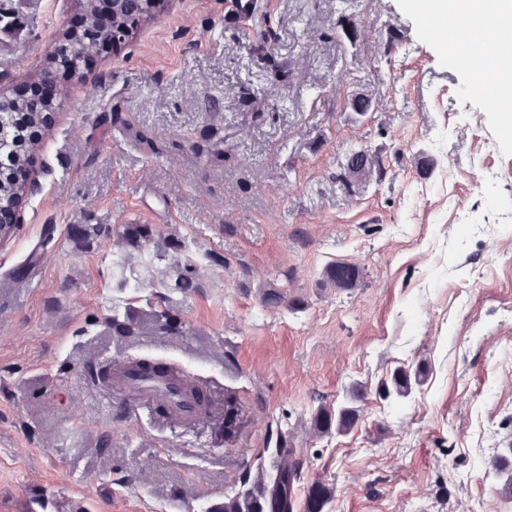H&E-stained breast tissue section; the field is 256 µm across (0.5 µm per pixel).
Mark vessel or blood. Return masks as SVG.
I'll use <instances>...</instances> for the list:
<instances>
[{
    "label": "vessel or blood",
    "mask_w": 512,
    "mask_h": 512,
    "mask_svg": "<svg viewBox=\"0 0 512 512\" xmlns=\"http://www.w3.org/2000/svg\"><path fill=\"white\" fill-rule=\"evenodd\" d=\"M113 382L122 392L130 394L134 402L163 404L172 418L183 424H193L201 417L193 382L178 373H146L135 360L126 359L115 363Z\"/></svg>",
    "instance_id": "1"
}]
</instances>
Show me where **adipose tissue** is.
Masks as SVG:
<instances>
[{
  "label": "adipose tissue",
  "mask_w": 512,
  "mask_h": 512,
  "mask_svg": "<svg viewBox=\"0 0 512 512\" xmlns=\"http://www.w3.org/2000/svg\"><path fill=\"white\" fill-rule=\"evenodd\" d=\"M426 19L444 27L461 18H478L486 26L478 47L490 62L498 100H512V61L503 60L498 50L512 45V0H425Z\"/></svg>",
  "instance_id": "adipose-tissue-1"
}]
</instances>
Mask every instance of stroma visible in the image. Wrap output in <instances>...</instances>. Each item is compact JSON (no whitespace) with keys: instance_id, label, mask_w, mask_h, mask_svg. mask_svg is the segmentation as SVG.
Wrapping results in <instances>:
<instances>
[{"instance_id":"1","label":"stroma","mask_w":512,"mask_h":512,"mask_svg":"<svg viewBox=\"0 0 512 512\" xmlns=\"http://www.w3.org/2000/svg\"><path fill=\"white\" fill-rule=\"evenodd\" d=\"M257 2L261 26L174 0L75 78L49 60L83 0H0V94L47 74L58 92L39 189L0 244V512H209L272 486L277 430L301 464L295 512L317 483L324 512H512L490 464L512 443V180L485 179L512 165V113L469 96L411 0ZM355 148L372 163L352 177ZM72 224L187 241L198 289L143 269L118 287L115 238L80 249ZM339 262L355 285L327 282ZM129 355L202 386L199 424L121 410L110 374ZM419 367L409 396L383 397ZM342 406L351 430L320 432L318 410Z\"/></svg>"}]
</instances>
